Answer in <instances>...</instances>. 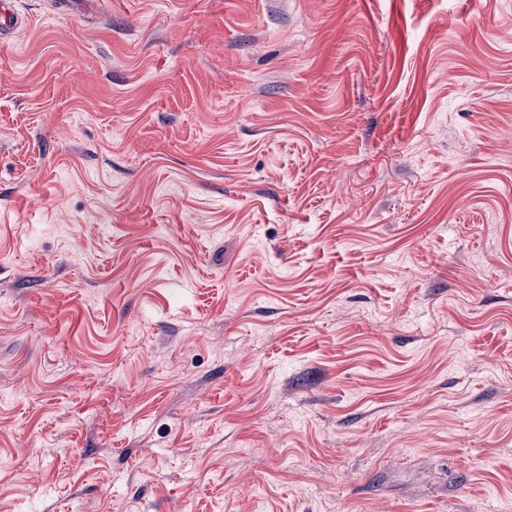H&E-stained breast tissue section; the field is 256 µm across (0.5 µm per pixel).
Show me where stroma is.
I'll return each instance as SVG.
<instances>
[{"instance_id":"obj_1","label":"stroma","mask_w":512,"mask_h":512,"mask_svg":"<svg viewBox=\"0 0 512 512\" xmlns=\"http://www.w3.org/2000/svg\"><path fill=\"white\" fill-rule=\"evenodd\" d=\"M0 512H512V0H18Z\"/></svg>"}]
</instances>
